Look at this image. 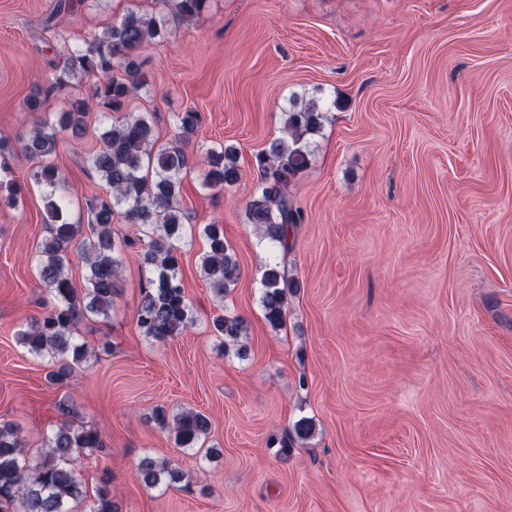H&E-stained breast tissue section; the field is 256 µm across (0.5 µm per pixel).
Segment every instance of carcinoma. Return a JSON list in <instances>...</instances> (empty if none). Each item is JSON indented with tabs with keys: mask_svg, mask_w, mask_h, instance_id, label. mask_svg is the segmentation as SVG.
I'll return each instance as SVG.
<instances>
[{
	"mask_svg": "<svg viewBox=\"0 0 512 512\" xmlns=\"http://www.w3.org/2000/svg\"><path fill=\"white\" fill-rule=\"evenodd\" d=\"M155 2L158 10L151 14L131 10L119 22L82 39V46H66L64 64L49 90L88 77L94 79L90 98L73 101L55 118L43 113L41 92L25 101V110L39 116L21 144V153L33 164L32 180L46 192V236L38 246L37 271L53 304L42 318L17 332V342L28 353L57 365L48 374L55 385L67 383L71 375L66 359L79 364L92 356L88 345L75 336L78 323L89 316L106 318L112 308L120 265L112 237L117 215L151 230L139 252L142 263L156 272L138 308L137 323L143 335L164 343L195 324L180 278L186 214L179 207V196L183 175L190 168L185 144L196 133L202 117L192 109L177 113L178 139L158 146L151 114L127 112L125 108L134 93L149 85L139 62L140 49L172 36V21L190 24L199 19L208 0ZM97 108L116 113L110 128L101 135V145L89 156V165L106 185L108 194L89 202L88 224H72L65 216V200L57 195L62 177L52 157L60 131L69 130L73 137H82L88 114ZM324 108L325 103L315 97L291 95L283 110L282 135L255 157L260 181L246 205L247 220L285 253L293 248L301 223V214L289 199V186L310 166L311 137L323 127ZM204 164L203 186L207 189L221 192L239 179L238 152L232 145L209 148ZM21 199V185L13 178H0V202L12 207ZM202 235L208 248L200 258V272L215 296L222 299L238 280L240 266L224 242L222 225L206 224ZM79 236L84 251L81 289L76 288L69 267V249ZM262 285L264 319L271 330L278 331L285 322L288 296L298 291L299 282L286 277L275 261L264 270ZM212 327L214 333L232 343L246 332L245 321L239 316H219L213 319ZM58 410L61 423L48 437L41 461L34 465L22 459L23 444L17 429L0 421V512H72V505L87 499L73 463L81 451L101 450L104 443L95 430L74 423L70 401L62 400ZM154 420L159 428L173 432L177 447L186 450L198 448L210 426L204 414L190 409L170 414L161 408ZM312 432L311 420H298L294 433L281 442L282 451L297 439L309 438ZM135 473L152 487L191 486L187 472L150 455L139 459ZM89 512H119L112 501L110 479H103Z\"/></svg>",
	"mask_w": 512,
	"mask_h": 512,
	"instance_id": "1",
	"label": "carcinoma"
}]
</instances>
